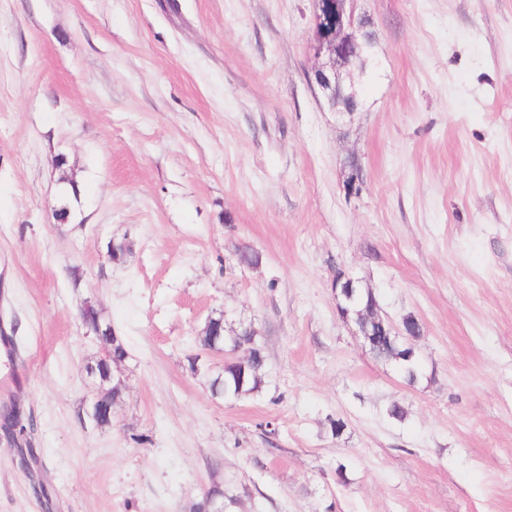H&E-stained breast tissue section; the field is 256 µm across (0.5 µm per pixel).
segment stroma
Listing matches in <instances>:
<instances>
[{"label": "stroma", "instance_id": "1", "mask_svg": "<svg viewBox=\"0 0 512 512\" xmlns=\"http://www.w3.org/2000/svg\"><path fill=\"white\" fill-rule=\"evenodd\" d=\"M356 7L341 118L313 0H0V399L33 411L52 497L1 444L0 512H191L215 481L227 512H512V0ZM340 270L419 320L422 381L339 317ZM86 304L127 350L106 427ZM219 315L262 334L257 396L210 393ZM114 405L112 400L106 399L102 393V390L96 385L95 388L90 392L89 396V410L87 411L88 416L96 423L100 421L103 414L107 416V425L112 423V414L114 413Z\"/></svg>", "mask_w": 512, "mask_h": 512}]
</instances>
